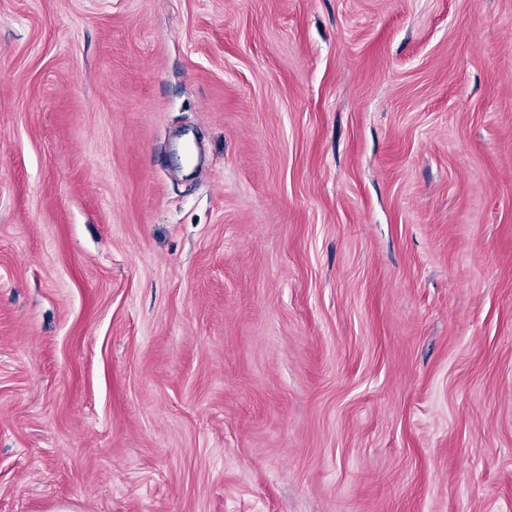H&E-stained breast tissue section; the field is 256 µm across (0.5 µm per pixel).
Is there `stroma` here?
I'll list each match as a JSON object with an SVG mask.
<instances>
[{"label": "stroma", "instance_id": "stroma-1", "mask_svg": "<svg viewBox=\"0 0 512 512\" xmlns=\"http://www.w3.org/2000/svg\"><path fill=\"white\" fill-rule=\"evenodd\" d=\"M512 512V0H0V512Z\"/></svg>", "mask_w": 512, "mask_h": 512}]
</instances>
